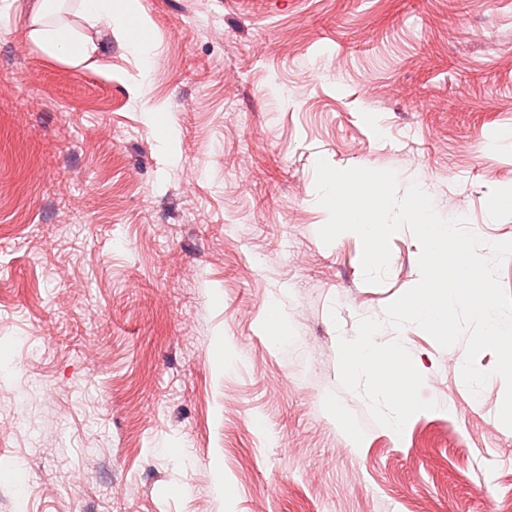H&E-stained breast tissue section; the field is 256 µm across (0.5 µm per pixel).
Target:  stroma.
Here are the masks:
<instances>
[{
	"instance_id": "obj_1",
	"label": "stroma",
	"mask_w": 512,
	"mask_h": 512,
	"mask_svg": "<svg viewBox=\"0 0 512 512\" xmlns=\"http://www.w3.org/2000/svg\"><path fill=\"white\" fill-rule=\"evenodd\" d=\"M73 65L0 14V512H512L505 384L466 344L384 329L419 363L402 433L340 384L382 284L318 235L315 165L394 171L512 240V0H140ZM288 333L270 341L275 320ZM230 498H220L217 481Z\"/></svg>"
}]
</instances>
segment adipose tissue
Wrapping results in <instances>:
<instances>
[{"label": "adipose tissue", "mask_w": 512, "mask_h": 512, "mask_svg": "<svg viewBox=\"0 0 512 512\" xmlns=\"http://www.w3.org/2000/svg\"><path fill=\"white\" fill-rule=\"evenodd\" d=\"M62 0H34L28 14L27 37L42 53L81 65L99 54L104 44L92 38L91 30L123 27L128 46L141 60L143 69L153 64V41L137 7V0H78L77 14L88 28L80 33L58 22Z\"/></svg>", "instance_id": "ef3b65f1"}]
</instances>
